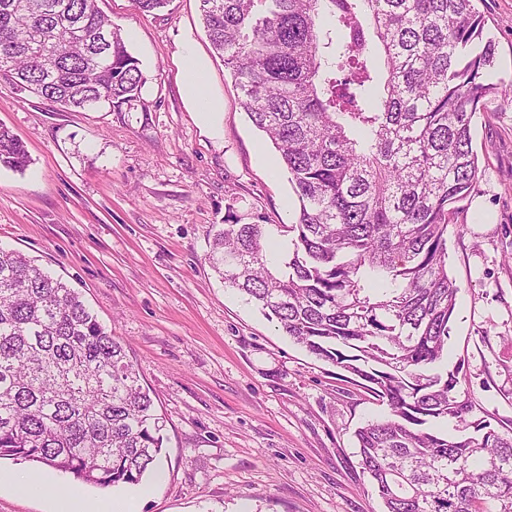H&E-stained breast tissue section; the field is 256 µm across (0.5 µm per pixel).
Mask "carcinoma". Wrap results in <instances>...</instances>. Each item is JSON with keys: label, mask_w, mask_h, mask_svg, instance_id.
I'll return each instance as SVG.
<instances>
[{"label": "carcinoma", "mask_w": 512, "mask_h": 512, "mask_svg": "<svg viewBox=\"0 0 512 512\" xmlns=\"http://www.w3.org/2000/svg\"><path fill=\"white\" fill-rule=\"evenodd\" d=\"M252 124L297 198L267 259L266 224L234 222L206 260L336 380L387 406L355 432L384 512H512V424L472 418L448 364L459 287L448 215L474 189L475 117L491 80L486 0H199ZM139 60L97 0H0V84L65 109L139 97ZM0 126V167L24 171ZM457 422L455 433L436 428ZM124 346L81 294L0 249V459L101 487L137 486L162 452Z\"/></svg>", "instance_id": "carcinoma-1"}]
</instances>
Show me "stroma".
Instances as JSON below:
<instances>
[{"instance_id":"obj_1","label":"stroma","mask_w":512,"mask_h":512,"mask_svg":"<svg viewBox=\"0 0 512 512\" xmlns=\"http://www.w3.org/2000/svg\"><path fill=\"white\" fill-rule=\"evenodd\" d=\"M140 60L139 98L69 111L0 86V124L26 145L25 172L0 167V247L34 257L79 290L138 368L167 418L160 462L124 489L134 512H383L359 465L355 431L386 406L337 384L334 366L224 287L205 259L224 221L291 224L295 196L274 146L244 112L214 55L199 0L154 14L98 0ZM495 77L512 81V0H489ZM209 64L223 107L207 133L181 93L183 54ZM481 175L448 216V272L459 292L448 339L464 360L475 416L512 421V101L489 98L475 119ZM38 479L27 495L0 487V512H52L81 485L43 465L0 459Z\"/></svg>"}]
</instances>
